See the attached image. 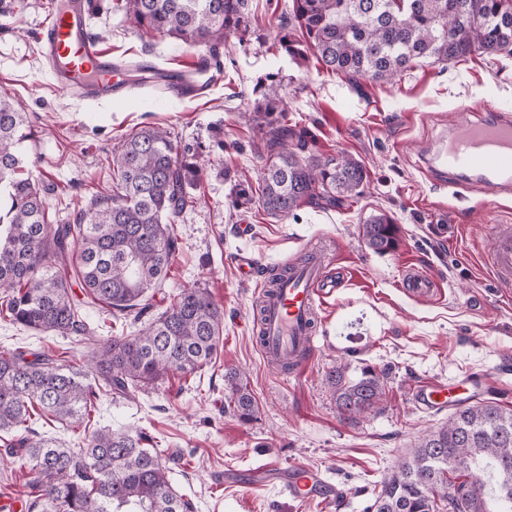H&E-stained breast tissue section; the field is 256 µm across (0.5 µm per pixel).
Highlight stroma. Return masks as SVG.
<instances>
[{"instance_id": "1", "label": "stroma", "mask_w": 512, "mask_h": 512, "mask_svg": "<svg viewBox=\"0 0 512 512\" xmlns=\"http://www.w3.org/2000/svg\"><path fill=\"white\" fill-rule=\"evenodd\" d=\"M53 3L0 0V92L32 121L28 169L52 223H67L110 185L113 152L141 126L166 128L205 170L202 182L187 189L191 205L175 220L181 249L147 302L157 313L181 289H208L224 309L223 347L197 373H169L132 400L103 398L95 416L101 427L146 429L162 455H179L171 480L194 512H371L383 476L451 416L447 409L426 414L414 407L410 391L421 379L474 372L495 389L480 401L512 408V297L496 288L483 262L490 225L512 210L489 206L475 180L460 193L448 191L423 163L448 135L459 104L482 100L512 112V57L473 54L449 65H421L391 83L351 81L315 56L298 63L281 48L293 0H246L244 27L215 52L139 36L104 0L89 13L90 33L129 70L124 95L96 103L58 89L41 52ZM200 59L211 79L198 97L163 96L141 81L143 67L183 71ZM270 73L288 125L304 132L311 153L362 162L368 178L360 196L333 207L304 205L285 218L258 205L233 208L236 179H257L263 166L252 115L257 84ZM382 213L396 224L398 241L378 255L365 247L361 230ZM323 241L328 263L345 268L348 281L321 312L323 340L311 366L296 377L275 372L255 345L258 289L241 277L235 256L254 255L265 272ZM411 268L432 277L439 293L405 295L402 280ZM92 341L0 323V349L46 352L73 365ZM367 367L387 374L385 409L345 419L327 376L339 368L356 379ZM231 373L254 393L252 421L224 411ZM10 440L0 433V499L23 502L29 495L24 458L6 452ZM265 465L322 472L338 503L293 500L274 481L245 489L224 479L227 471Z\"/></svg>"}]
</instances>
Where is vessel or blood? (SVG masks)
I'll list each match as a JSON object with an SVG mask.
<instances>
[{
  "label": "vessel or blood",
  "instance_id": "obj_1",
  "mask_svg": "<svg viewBox=\"0 0 512 512\" xmlns=\"http://www.w3.org/2000/svg\"><path fill=\"white\" fill-rule=\"evenodd\" d=\"M88 0H59L41 42L50 59L57 83L88 101L111 100L122 87V67L113 62L87 29ZM166 93L196 95L199 84L189 75L167 74L160 78ZM433 176L457 189L469 175L478 176L485 191L499 196L512 189V115L475 101L463 106L446 147L433 156ZM488 268L499 287H512V225H495ZM339 283L330 272L323 252L311 253L306 264L292 268L274 287H262L257 347L272 369L288 365L290 372L305 370L317 352L319 312L336 294ZM433 280L417 269L409 270L403 283L407 295L430 296ZM473 375L448 381H418L411 389L413 405L425 413L461 404ZM282 479L298 498L313 496L333 500V489L321 472L292 467Z\"/></svg>",
  "mask_w": 512,
  "mask_h": 512
}]
</instances>
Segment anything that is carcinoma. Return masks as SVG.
<instances>
[{
	"label": "carcinoma",
	"instance_id": "1",
	"mask_svg": "<svg viewBox=\"0 0 512 512\" xmlns=\"http://www.w3.org/2000/svg\"><path fill=\"white\" fill-rule=\"evenodd\" d=\"M142 34L216 47L244 23V0H118ZM296 29L279 43L292 57L314 54L326 70L356 80L391 82L421 64H449L475 52L512 56V0H293ZM257 112L266 127L264 169L253 187L237 181L234 203L255 202L273 217L303 205L341 203L367 182L346 155H305L304 137L286 123L278 88ZM34 134L27 113L0 95V321L62 336L96 326L89 299L112 316L141 314L180 250L174 219L202 167L167 130L140 128L112 156V185L72 224H52L24 157ZM375 253L397 245L385 214L362 225ZM81 295H76L74 288ZM224 335V311L204 288H184L134 336L102 341L82 366L46 353L0 350V431L20 428L31 479L27 512H193L173 487L176 455L161 456L141 429L91 428L101 397L135 398L170 370L194 374L212 360ZM341 413L376 411L384 376L371 369L350 382L331 375ZM224 410L243 421L257 402L248 386L227 381ZM58 424L84 434L70 448L31 430ZM374 512H512V410L485 401L462 406L387 473Z\"/></svg>",
	"mask_w": 512,
	"mask_h": 512
}]
</instances>
